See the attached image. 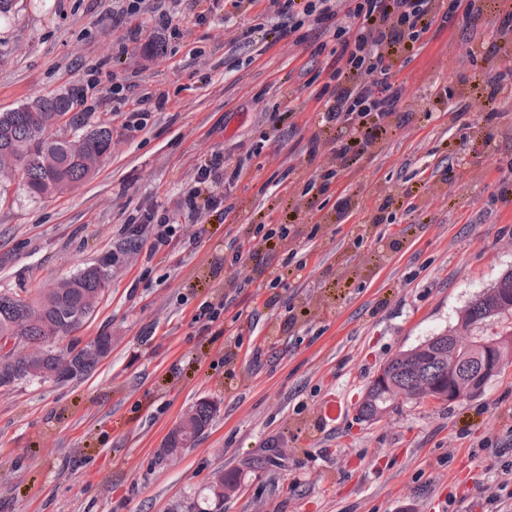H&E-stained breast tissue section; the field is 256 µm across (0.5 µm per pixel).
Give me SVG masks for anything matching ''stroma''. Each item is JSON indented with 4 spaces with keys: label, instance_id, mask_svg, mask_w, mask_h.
Instances as JSON below:
<instances>
[{
    "label": "stroma",
    "instance_id": "1",
    "mask_svg": "<svg viewBox=\"0 0 512 512\" xmlns=\"http://www.w3.org/2000/svg\"><path fill=\"white\" fill-rule=\"evenodd\" d=\"M476 4L477 17L455 16L396 61L408 95L388 136L307 194L321 107L306 83L338 47L332 31L303 27L292 46L253 31L270 0L229 18L223 0L206 11L162 0L181 35L148 61L120 47L115 0H15L0 21V112L77 87L76 113L111 121L113 139L95 175L65 193L34 200L20 177L0 182V289L31 298L112 253L121 262L63 342L111 336L97 368L0 388V512H171L219 470L238 481L222 512H512L488 496L512 464V360L476 397L402 401L370 422L355 407L388 359L454 330L512 269V97L487 112L478 88L512 66V34L497 35L512 0ZM228 24L249 42L225 47ZM146 95L166 103L141 113ZM255 97L279 137L231 190L225 221L191 223L175 202L195 168L214 151L234 163L265 131L242 109ZM146 210L179 234L120 251ZM284 219L297 231L287 287L267 285L282 252H262L220 318L195 321L224 294V255ZM203 400L218 405L211 425L161 457ZM486 441L501 454L481 453Z\"/></svg>",
    "mask_w": 512,
    "mask_h": 512
}]
</instances>
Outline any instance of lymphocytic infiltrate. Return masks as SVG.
<instances>
[{"mask_svg": "<svg viewBox=\"0 0 512 512\" xmlns=\"http://www.w3.org/2000/svg\"><path fill=\"white\" fill-rule=\"evenodd\" d=\"M125 2V7L112 14L113 28H125L127 40L141 43L145 56L162 54L163 37L173 23L170 14L159 13L154 38L145 40L133 20L145 11L147 0ZM271 5L275 22L258 24V31H269L278 39L308 24L330 23L341 45L324 83L309 95L310 100L324 106L319 128L309 140L311 150L319 152L327 144L332 150L304 189L324 191L336 176L337 161L345 160L349 153L365 151L387 133L407 91L405 84L396 79L393 57L421 50L425 35L438 21V13L434 0H271ZM343 125L351 128L353 134L340 144L334 131ZM268 140V134H261L259 143L253 144L231 165L225 164L223 153H211L191 176L178 208L194 220L208 213L228 216L231 209L225 204L226 189L250 173L252 157L260 153ZM292 240L291 229L286 224H272L256 231L246 246L237 247L224 259L229 273L225 287L236 290L248 285L245 271L255 256L266 249L289 245Z\"/></svg>", "mask_w": 512, "mask_h": 512, "instance_id": "1", "label": "lymphocytic infiltrate"}]
</instances>
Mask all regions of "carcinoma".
<instances>
[{"mask_svg": "<svg viewBox=\"0 0 512 512\" xmlns=\"http://www.w3.org/2000/svg\"><path fill=\"white\" fill-rule=\"evenodd\" d=\"M77 102L78 89L72 88L0 112V149H9L15 161L13 169L0 165V180L18 172L28 196L38 199L61 194L94 173L83 164L81 152L85 148L105 156L111 152L110 122L100 120L87 130L79 124V133L71 139L50 135L58 120L72 111ZM111 280V265L100 262L80 270L62 292L49 288L29 300L12 293L9 288L0 289V358L3 357L5 337L11 336L21 344L43 349L44 358L38 362V367L44 373H68L72 378L90 373L100 358L111 352V337H97L98 351L92 353L73 348L58 350L56 346L59 339L72 335L90 320L95 310L84 308L82 300L107 290ZM462 319L467 327L485 324L501 327L503 331L475 336L467 345L450 343L448 335L439 334L398 354L383 365L359 399V415L374 421L398 396L405 395L409 399L421 396V389L417 388L421 380L428 382L432 397L448 400V346H454L465 363L473 364L475 356H484L498 336L512 331V325L503 326L505 321L512 319V270L501 276L495 288L475 296ZM32 367L33 363L26 356L12 355L5 371L14 383L26 384L37 380ZM215 411L212 403L199 402L192 410L190 426L169 434L164 444L166 453L174 454L196 440L211 424ZM226 485L236 486L237 478L216 472L204 494L178 505L175 512H213L214 505L224 503V495L218 489Z\"/></svg>", "mask_w": 512, "mask_h": 512, "instance_id": "carcinoma-1", "label": "carcinoma"}]
</instances>
